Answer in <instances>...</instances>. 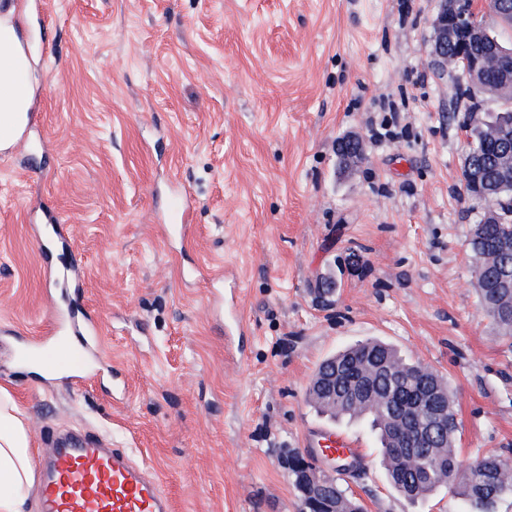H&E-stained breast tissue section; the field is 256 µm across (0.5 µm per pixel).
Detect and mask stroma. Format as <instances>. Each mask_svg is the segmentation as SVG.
Returning a JSON list of instances; mask_svg holds the SVG:
<instances>
[{
    "label": "stroma",
    "instance_id": "stroma-1",
    "mask_svg": "<svg viewBox=\"0 0 512 512\" xmlns=\"http://www.w3.org/2000/svg\"><path fill=\"white\" fill-rule=\"evenodd\" d=\"M7 7L43 32L31 132L0 155V386L33 462L73 432L127 449L175 512H298L283 456L335 427L363 448L343 484L366 512H448L307 398L323 359L373 338L448 382L462 460L512 454V342L478 305L463 177L471 113L505 104L433 63L440 0ZM67 308L97 315L96 362L59 376L22 351Z\"/></svg>",
    "mask_w": 512,
    "mask_h": 512
}]
</instances>
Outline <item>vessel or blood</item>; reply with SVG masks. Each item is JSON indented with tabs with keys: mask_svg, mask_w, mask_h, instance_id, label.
<instances>
[{
	"mask_svg": "<svg viewBox=\"0 0 512 512\" xmlns=\"http://www.w3.org/2000/svg\"><path fill=\"white\" fill-rule=\"evenodd\" d=\"M92 324L68 312L51 332V356L40 357L42 369L55 371L72 356V340H84ZM352 438L324 429L313 450L316 461L360 455ZM41 512H173L158 476L146 474L125 449L112 450L85 442L58 443L50 448L41 470Z\"/></svg>",
	"mask_w": 512,
	"mask_h": 512,
	"instance_id": "1",
	"label": "vessel or blood"
}]
</instances>
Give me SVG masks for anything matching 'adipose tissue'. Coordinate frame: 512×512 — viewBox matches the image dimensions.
Listing matches in <instances>:
<instances>
[{"mask_svg": "<svg viewBox=\"0 0 512 512\" xmlns=\"http://www.w3.org/2000/svg\"><path fill=\"white\" fill-rule=\"evenodd\" d=\"M29 33L10 13L0 14V142L14 139L16 123L32 110L37 54ZM24 417L8 389L0 387V512H25L34 471Z\"/></svg>", "mask_w": 512, "mask_h": 512, "instance_id": "1", "label": "adipose tissue"}]
</instances>
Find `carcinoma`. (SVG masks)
<instances>
[{"instance_id":"1","label":"carcinoma","mask_w":512,"mask_h":512,"mask_svg":"<svg viewBox=\"0 0 512 512\" xmlns=\"http://www.w3.org/2000/svg\"><path fill=\"white\" fill-rule=\"evenodd\" d=\"M474 138L475 151L481 152L478 166L487 174L493 172L503 150L480 130ZM495 207L499 218L471 225L468 246L479 307L500 335L511 340L512 287L495 288L493 284L504 279L512 284V192L497 197ZM375 362L397 365L402 383L411 391L433 387L443 395L448 431L437 435L436 442L443 441L446 447L417 449L420 457L440 460L444 465L440 471L428 474L394 450L390 424L404 420L407 413L388 398L387 379L373 378L371 394L359 403L347 398L349 389L359 385L361 375ZM318 372L335 377L336 406L331 407L320 398L312 399V405L334 420L367 423L379 442L388 482L405 497L422 500L446 488L461 505V510L451 512H497L498 504L512 497V466L505 456L489 451L465 464L460 462L456 448L458 421L454 393L431 366L408 360L386 342L368 339L325 359L318 366Z\"/></svg>"}]
</instances>
